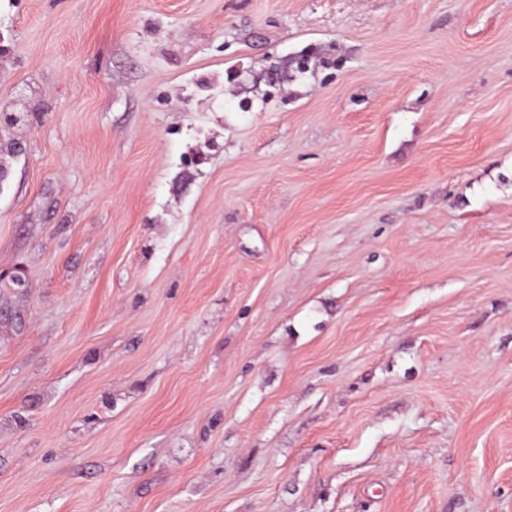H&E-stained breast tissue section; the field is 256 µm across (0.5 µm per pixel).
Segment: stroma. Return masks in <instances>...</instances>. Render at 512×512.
Wrapping results in <instances>:
<instances>
[{
	"instance_id": "stroma-1",
	"label": "stroma",
	"mask_w": 512,
	"mask_h": 512,
	"mask_svg": "<svg viewBox=\"0 0 512 512\" xmlns=\"http://www.w3.org/2000/svg\"><path fill=\"white\" fill-rule=\"evenodd\" d=\"M0 167V512H512V0H0ZM319 51L315 47L307 48L294 56H284L271 62L265 70L262 80L266 87L272 90H264L260 100L267 104L279 97L282 101L286 99V91L283 88L288 81L296 80L297 77H305L311 71L310 64L319 61ZM291 72V73H290Z\"/></svg>"
}]
</instances>
